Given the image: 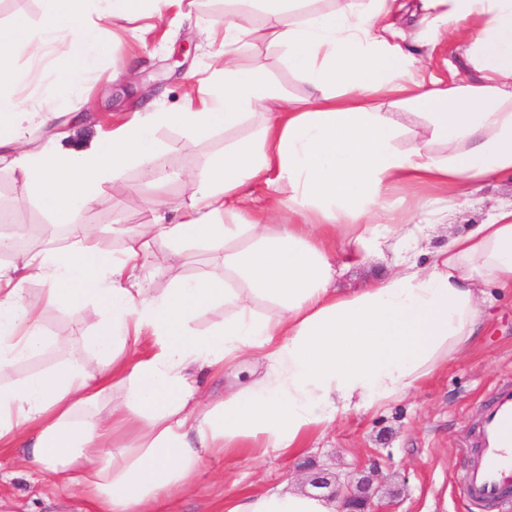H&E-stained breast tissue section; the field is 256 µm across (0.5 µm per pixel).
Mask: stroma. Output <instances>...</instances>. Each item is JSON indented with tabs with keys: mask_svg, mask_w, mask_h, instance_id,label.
<instances>
[{
	"mask_svg": "<svg viewBox=\"0 0 512 512\" xmlns=\"http://www.w3.org/2000/svg\"><path fill=\"white\" fill-rule=\"evenodd\" d=\"M223 13L224 0H196L191 15L178 19L167 11L159 19L131 16L99 21L101 53L95 68L62 100L53 124L27 125L30 147L71 148L111 131L113 123L127 114L177 109L187 85L213 64L220 50L205 21ZM239 63L245 68L263 65L284 92L301 95L307 90L276 47L259 45L243 53ZM10 65L27 73V82L16 92L34 103L53 81L58 63L49 54L38 60L19 56ZM155 136L166 149L162 167L148 179L139 167H128L129 189L122 193L115 192L111 182H101L92 208L80 212L62 236L53 233V223L39 204L29 200L28 186L13 163V150L1 147L0 208L24 202L19 221L28 225L34 247H69L82 226L90 224L111 251H121L127 228L151 222L147 199L162 198L171 212L187 203V172L204 166L223 151L225 141L241 138L242 133L217 131L194 137L162 127ZM511 203L512 181L497 180L473 196L462 211L449 212L447 222L454 231L463 224H479L491 207ZM204 273L223 277V253L202 241L186 244L179 276L192 279ZM42 328L48 346L20 362L12 381H24L73 354L81 355L86 369H95L97 357L87 345L94 324L77 320L69 305L54 303L43 311ZM510 379L512 295L498 293L470 352L450 362L403 402L337 422L325 437L311 439L293 457L272 453L257 459L245 452L204 456L191 485L160 502L156 512H224L225 500L243 492L307 487L313 465L341 480L360 473L371 476L374 504L381 512H478L459 496L455 480L467 462V444L483 402L495 386ZM30 441L23 435L10 447H0V512H93L79 489L59 485L50 475L31 473L26 464Z\"/></svg>",
	"mask_w": 512,
	"mask_h": 512,
	"instance_id": "stroma-1",
	"label": "stroma"
}]
</instances>
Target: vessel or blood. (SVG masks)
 I'll use <instances>...</instances> for the list:
<instances>
[{"label": "vessel or blood", "instance_id": "b4317fda", "mask_svg": "<svg viewBox=\"0 0 512 512\" xmlns=\"http://www.w3.org/2000/svg\"><path fill=\"white\" fill-rule=\"evenodd\" d=\"M470 463L458 478L478 506L512 512V381L499 384L473 430Z\"/></svg>", "mask_w": 512, "mask_h": 512}]
</instances>
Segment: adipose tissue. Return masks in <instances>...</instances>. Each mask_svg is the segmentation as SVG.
<instances>
[{
  "mask_svg": "<svg viewBox=\"0 0 512 512\" xmlns=\"http://www.w3.org/2000/svg\"><path fill=\"white\" fill-rule=\"evenodd\" d=\"M42 22L0 28V145H17L31 117L11 58L52 50L61 65L41 97V121L93 69L94 19L126 18L148 0H42ZM258 26L236 12L211 23L222 59L204 86H188L173 112H149L73 148L20 149L29 195L56 224L73 223L98 184H122L127 164L154 168L160 126L203 137L257 120L256 132L225 145L193 176L189 204L126 236L111 255L84 228L64 249L16 253L0 268V445L33 435L37 472L79 487L95 512H152L184 489L204 455H294L336 421L384 408L419 390L466 355L488 319L493 291H512V205L430 243L449 212L493 180L512 178V0H420L430 43L455 37L449 78L406 45L397 0H345L305 11L307 0H261ZM268 43L307 85L287 96L239 54ZM444 190L396 218L397 190ZM289 211L298 223L282 224ZM251 244L235 248L241 236ZM172 245L170 267L187 241L224 254V278L174 279L157 293L144 271L155 240ZM388 272L343 291L336 280L368 259ZM39 278L42 295L26 284ZM64 300L93 320L100 358L79 357L20 383L13 368L48 345L43 307ZM223 305L224 321L197 336L192 321ZM146 355L130 360L132 348ZM247 365L244 384L205 403L200 374ZM112 398L107 413L99 400ZM135 429L134 447L114 449L117 431ZM309 491L268 489L227 501L224 512H336Z\"/></svg>",
  "mask_w": 512,
  "mask_h": 512,
  "instance_id": "ef3b65f1",
  "label": "adipose tissue"
}]
</instances>
